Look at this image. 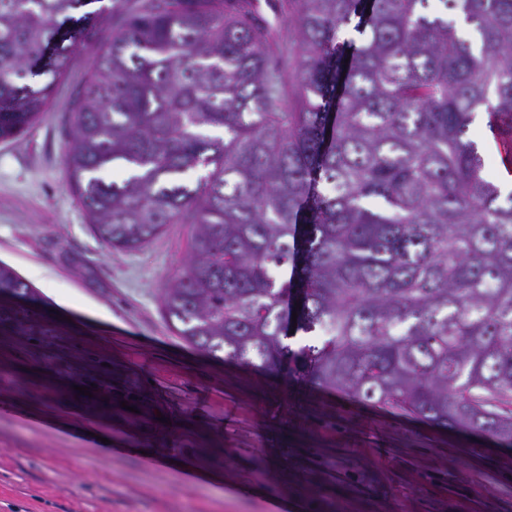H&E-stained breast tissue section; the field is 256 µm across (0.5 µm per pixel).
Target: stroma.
I'll return each mask as SVG.
<instances>
[{
  "label": "stroma",
  "mask_w": 512,
  "mask_h": 512,
  "mask_svg": "<svg viewBox=\"0 0 512 512\" xmlns=\"http://www.w3.org/2000/svg\"><path fill=\"white\" fill-rule=\"evenodd\" d=\"M95 60L78 48L49 112L0 141V261L35 291L0 299L30 315L0 333V512H512L506 443L300 390L175 333L161 289L191 225L111 250L65 179L64 116ZM470 133L512 191V126Z\"/></svg>",
  "instance_id": "35a3bbf8"
}]
</instances>
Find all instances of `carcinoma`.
Wrapping results in <instances>:
<instances>
[{"instance_id": "cac0c4a2", "label": "carcinoma", "mask_w": 512, "mask_h": 512, "mask_svg": "<svg viewBox=\"0 0 512 512\" xmlns=\"http://www.w3.org/2000/svg\"><path fill=\"white\" fill-rule=\"evenodd\" d=\"M440 2L281 0L285 41L258 0H137L114 29L95 0H0V141L99 44L65 176L115 250L193 225L161 294L177 335L511 441L512 194L468 132L512 118V0ZM114 167L126 178L101 176ZM2 296L32 297L4 263ZM27 321L0 307V330ZM298 334L316 340L293 349Z\"/></svg>"}]
</instances>
